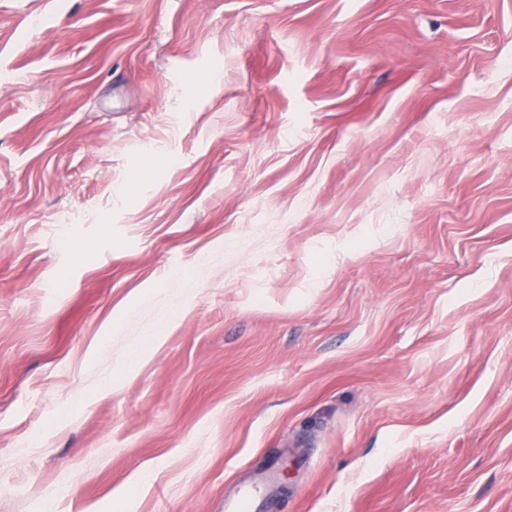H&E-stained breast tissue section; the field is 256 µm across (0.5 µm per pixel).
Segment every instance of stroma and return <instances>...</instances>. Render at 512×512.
<instances>
[{
	"mask_svg": "<svg viewBox=\"0 0 512 512\" xmlns=\"http://www.w3.org/2000/svg\"><path fill=\"white\" fill-rule=\"evenodd\" d=\"M1 71L0 512H512V0H0ZM280 476L278 464L271 465L268 469L266 483L262 487L238 486L233 495L224 499V511L256 512L260 510L264 502L273 497Z\"/></svg>",
	"mask_w": 512,
	"mask_h": 512,
	"instance_id": "1",
	"label": "stroma"
}]
</instances>
